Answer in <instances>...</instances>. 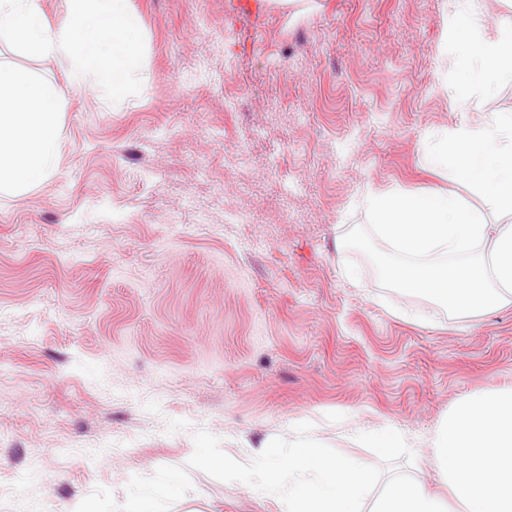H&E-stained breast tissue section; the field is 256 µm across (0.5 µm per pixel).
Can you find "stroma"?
Instances as JSON below:
<instances>
[{
    "label": "stroma",
    "mask_w": 512,
    "mask_h": 512,
    "mask_svg": "<svg viewBox=\"0 0 512 512\" xmlns=\"http://www.w3.org/2000/svg\"><path fill=\"white\" fill-rule=\"evenodd\" d=\"M447 0H129L124 99L0 38V65L64 95L53 175L0 194V512H121L165 474L164 512H284L189 467L192 432L250 462L308 422L365 465L393 429L440 497L428 441L463 399L512 389V304L449 316L382 289L361 251L370 189L451 191L434 139L512 120V77L454 93Z\"/></svg>",
    "instance_id": "1"
}]
</instances>
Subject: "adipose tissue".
Here are the masks:
<instances>
[{
    "label": "adipose tissue",
    "instance_id": "1",
    "mask_svg": "<svg viewBox=\"0 0 512 512\" xmlns=\"http://www.w3.org/2000/svg\"><path fill=\"white\" fill-rule=\"evenodd\" d=\"M67 27L55 30L39 0H0V34L29 54L62 57L74 74L125 96L141 68L140 29L129 0H66ZM466 0L449 5L450 35L460 88L490 89L512 76V27L494 32L465 22ZM58 87L0 67V193L16 194L43 183L59 152ZM428 163L450 169L502 212L512 214V131L500 125L462 127L438 140ZM438 478L464 512H512V391H488L458 404L430 441Z\"/></svg>",
    "mask_w": 512,
    "mask_h": 512
}]
</instances>
